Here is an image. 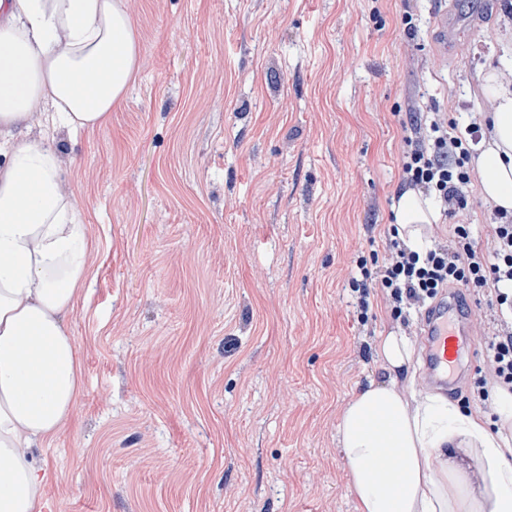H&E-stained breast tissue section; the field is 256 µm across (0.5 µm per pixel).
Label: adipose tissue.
<instances>
[{"mask_svg":"<svg viewBox=\"0 0 512 512\" xmlns=\"http://www.w3.org/2000/svg\"><path fill=\"white\" fill-rule=\"evenodd\" d=\"M139 69L122 0H0V512H43L50 479L37 453L69 422L82 389L66 318L87 280L90 243L64 192L56 150L28 138L32 107L73 132L105 125ZM486 131L472 156L479 194L512 213V72L477 76ZM406 245L423 246L440 210L404 188L393 207ZM380 376L344 405L338 424L356 512H512V391L499 421L428 393L406 397L415 349L378 336Z\"/></svg>","mask_w":512,"mask_h":512,"instance_id":"obj_1","label":"adipose tissue"}]
</instances>
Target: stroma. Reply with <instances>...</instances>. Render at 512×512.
I'll return each instance as SVG.
<instances>
[{
  "mask_svg": "<svg viewBox=\"0 0 512 512\" xmlns=\"http://www.w3.org/2000/svg\"><path fill=\"white\" fill-rule=\"evenodd\" d=\"M139 69L58 151L92 242L67 325L83 386L42 466L43 512H354L337 427L393 318L347 278L384 253L419 106L460 125L512 69L504 0H122ZM448 40L438 38L440 12ZM453 399L484 367L488 298Z\"/></svg>",
  "mask_w": 512,
  "mask_h": 512,
  "instance_id": "stroma-1",
  "label": "stroma"
}]
</instances>
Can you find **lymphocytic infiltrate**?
<instances>
[{
	"label": "lymphocytic infiltrate",
	"instance_id": "f902f5d3",
	"mask_svg": "<svg viewBox=\"0 0 512 512\" xmlns=\"http://www.w3.org/2000/svg\"><path fill=\"white\" fill-rule=\"evenodd\" d=\"M478 131L477 124L462 127L447 113L433 111L404 139L400 159L403 181L434 197L442 215H457L468 206L470 146L478 142ZM384 252L383 263L372 269L366 260H358L349 280L350 288L360 294V313H368V297L375 288L381 290L398 318L404 309L423 306L446 288L490 293L496 311L484 336L488 371L475 381L471 396L485 404L494 387L512 390V216L495 212L483 242L470 225L455 224L451 243L422 253L410 250L392 230Z\"/></svg>",
	"mask_w": 512,
	"mask_h": 512
}]
</instances>
